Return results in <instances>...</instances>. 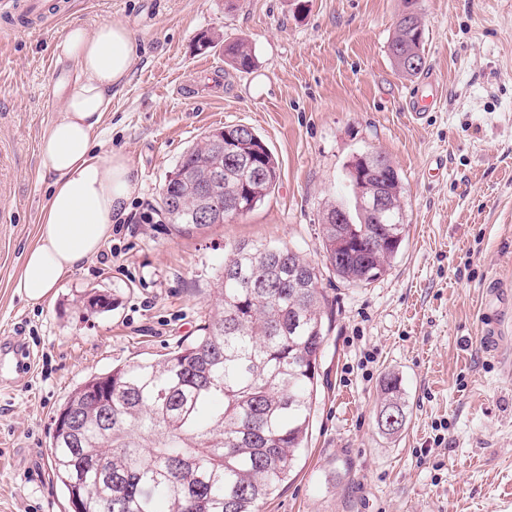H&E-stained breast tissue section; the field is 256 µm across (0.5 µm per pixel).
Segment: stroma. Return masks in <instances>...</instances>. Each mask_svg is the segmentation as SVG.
I'll list each match as a JSON object with an SVG mask.
<instances>
[{"label": "stroma", "instance_id": "stroma-1", "mask_svg": "<svg viewBox=\"0 0 512 512\" xmlns=\"http://www.w3.org/2000/svg\"><path fill=\"white\" fill-rule=\"evenodd\" d=\"M403 0H64L46 28L0 32V512H68L52 470L53 418L70 392L117 365L163 359L199 334L215 275L240 242L285 245L311 261L333 305L308 448L265 512H512V0H418L424 74L441 95L413 119L422 77L389 52ZM125 23L137 55L112 93L100 151L139 175L105 250L43 303L19 294L52 178L38 143L63 105L57 42L68 27ZM246 40L249 70L201 33ZM216 78L205 77L202 64ZM252 127L279 162L252 212L190 236L160 194L210 130ZM386 154L403 183L405 240L368 285L320 253L328 203L348 202L354 156ZM444 159L431 176L435 159ZM109 298L108 309L90 308ZM501 356L483 338L497 314ZM401 380L406 424H378L386 374Z\"/></svg>", "mask_w": 512, "mask_h": 512}]
</instances>
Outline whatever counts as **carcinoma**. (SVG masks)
<instances>
[{
    "mask_svg": "<svg viewBox=\"0 0 512 512\" xmlns=\"http://www.w3.org/2000/svg\"><path fill=\"white\" fill-rule=\"evenodd\" d=\"M396 22L389 43L412 63L401 75L425 68V24L416 0ZM224 57L237 68L252 66L248 44L229 41ZM271 176L252 179L227 161L224 143L203 137L174 171L223 165V194L213 200L225 212L239 194L258 205L274 193L279 174L273 153L257 159ZM166 199L181 206L176 231L205 228L192 222L201 196L179 176L164 183ZM353 241L336 245V225L321 224L323 258L341 279L369 284L384 275L403 239L368 251L378 225L356 205L344 206ZM289 248L244 242L224 257L216 278L217 302L200 336L155 362L119 365L80 383L58 412L89 391L112 397V420L103 426L88 414L73 437L53 426L54 476L70 512H263L288 479L307 443L316 403L319 360L333 316L321 288H295L288 276ZM379 416L405 409L399 378L382 384Z\"/></svg>",
    "mask_w": 512,
    "mask_h": 512,
    "instance_id": "carcinoma-1",
    "label": "carcinoma"
}]
</instances>
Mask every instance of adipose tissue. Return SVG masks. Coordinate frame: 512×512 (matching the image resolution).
Masks as SVG:
<instances>
[{"label": "adipose tissue", "mask_w": 512, "mask_h": 512, "mask_svg": "<svg viewBox=\"0 0 512 512\" xmlns=\"http://www.w3.org/2000/svg\"><path fill=\"white\" fill-rule=\"evenodd\" d=\"M55 51L71 63L76 77L39 143L52 189L41 209L38 240L25 250L16 282L18 292L34 303L51 297L65 277L101 251L139 187L123 153L96 150L112 92L127 82L136 55L132 31L112 21L92 28L75 24Z\"/></svg>", "instance_id": "ef3b65f1"}]
</instances>
